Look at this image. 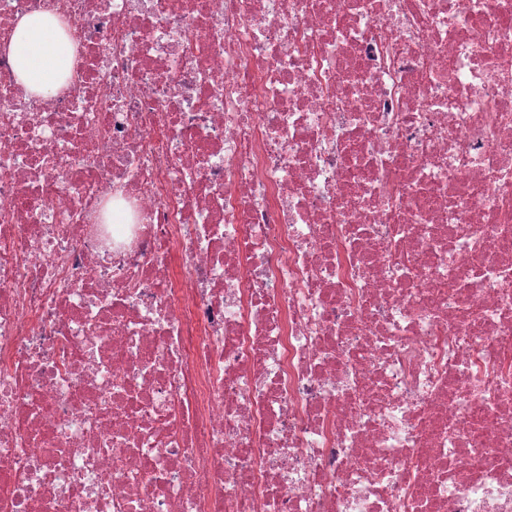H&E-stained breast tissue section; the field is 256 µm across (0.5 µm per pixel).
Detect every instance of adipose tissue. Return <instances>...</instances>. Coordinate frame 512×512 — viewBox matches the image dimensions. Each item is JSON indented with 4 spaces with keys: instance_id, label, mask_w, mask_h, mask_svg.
<instances>
[{
    "instance_id": "ef3b65f1",
    "label": "adipose tissue",
    "mask_w": 512,
    "mask_h": 512,
    "mask_svg": "<svg viewBox=\"0 0 512 512\" xmlns=\"http://www.w3.org/2000/svg\"><path fill=\"white\" fill-rule=\"evenodd\" d=\"M8 53L18 83L37 99L54 95L73 63L69 37L48 12L17 20Z\"/></svg>"
}]
</instances>
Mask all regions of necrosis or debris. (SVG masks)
Wrapping results in <instances>:
<instances>
[{"mask_svg":"<svg viewBox=\"0 0 512 512\" xmlns=\"http://www.w3.org/2000/svg\"><path fill=\"white\" fill-rule=\"evenodd\" d=\"M0 512H512V0H0ZM8 53L18 83L37 99L54 95L73 63L69 37L49 12L20 17Z\"/></svg>","mask_w":512,"mask_h":512,"instance_id":"obj_1","label":"necrosis or debris"}]
</instances>
